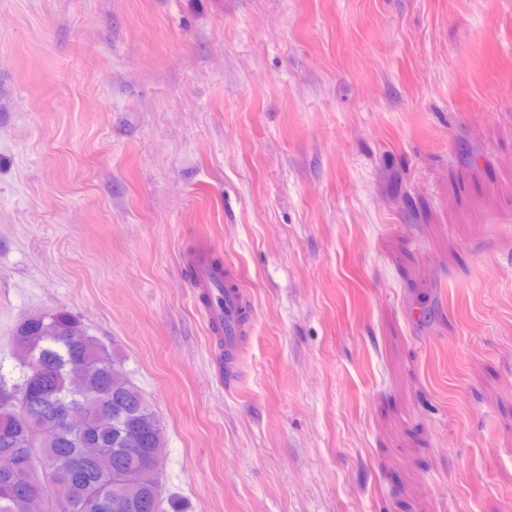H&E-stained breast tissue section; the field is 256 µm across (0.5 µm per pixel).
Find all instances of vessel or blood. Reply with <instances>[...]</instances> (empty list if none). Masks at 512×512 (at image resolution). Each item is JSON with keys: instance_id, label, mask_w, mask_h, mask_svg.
Segmentation results:
<instances>
[{"instance_id": "obj_1", "label": "vessel or blood", "mask_w": 512, "mask_h": 512, "mask_svg": "<svg viewBox=\"0 0 512 512\" xmlns=\"http://www.w3.org/2000/svg\"><path fill=\"white\" fill-rule=\"evenodd\" d=\"M193 282L198 293L207 294L212 303L205 310L209 321L224 323V351L235 356L242 340L241 318L249 305L238 284V274L232 265H225L223 279H216L207 255H200L194 263Z\"/></svg>"}]
</instances>
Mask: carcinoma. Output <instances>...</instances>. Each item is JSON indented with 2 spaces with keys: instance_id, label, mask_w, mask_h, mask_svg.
Listing matches in <instances>:
<instances>
[{
  "instance_id": "carcinoma-1",
  "label": "carcinoma",
  "mask_w": 512,
  "mask_h": 512,
  "mask_svg": "<svg viewBox=\"0 0 512 512\" xmlns=\"http://www.w3.org/2000/svg\"><path fill=\"white\" fill-rule=\"evenodd\" d=\"M19 376H0V512H45L63 502L109 497L112 512H181L160 482L140 478L164 445L159 416L123 371L112 350L65 311L37 313L13 336ZM24 403L20 412L5 405ZM98 397L90 423L76 437L55 431L62 408Z\"/></svg>"
}]
</instances>
